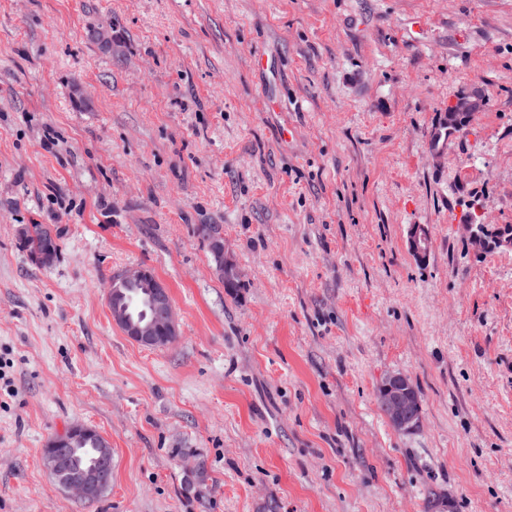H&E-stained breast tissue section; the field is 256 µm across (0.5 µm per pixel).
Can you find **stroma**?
I'll list each match as a JSON object with an SVG mask.
<instances>
[{
	"mask_svg": "<svg viewBox=\"0 0 512 512\" xmlns=\"http://www.w3.org/2000/svg\"><path fill=\"white\" fill-rule=\"evenodd\" d=\"M473 213L512 226V0H0V512H512V249ZM132 265L167 347L112 321ZM75 424L112 448L92 503L44 464ZM482 94L479 91H471L467 94L457 96L449 106L448 115L445 118V122L441 126L440 130L435 133L432 137L433 147H437L439 142L443 139L449 138L460 127L464 124V121L460 114L453 113L458 112L464 115L465 121L470 115V118L479 111V107L482 104ZM472 251L481 254L490 248H512V240L498 234L490 224H466ZM24 246L27 248L30 256L35 261L36 254L38 252L51 249L43 252L40 256L37 257L40 264L44 266L51 265L54 262L59 250L57 239L53 238L50 232L40 224L31 225V231L24 240ZM52 250L56 253V255ZM411 254L419 261H425L431 247V233L424 224H413L408 235ZM209 248L214 260L216 271L221 279H224V276H237V272L234 267L224 262V233L222 231L212 235V238L209 240ZM224 285L225 288H236L237 281L236 279H224ZM152 283V302L154 316L147 322H133L128 319L124 309L116 305L110 309L112 321L121 327L124 333L136 343L152 348H162L170 343H160L159 336L173 340L178 336V320L167 286L157 277ZM411 378L403 373H391L380 383L378 400L392 427L411 432L419 427L422 418L421 396Z\"/></svg>",
	"mask_w": 512,
	"mask_h": 512,
	"instance_id": "35a3bbf8",
	"label": "stroma"
}]
</instances>
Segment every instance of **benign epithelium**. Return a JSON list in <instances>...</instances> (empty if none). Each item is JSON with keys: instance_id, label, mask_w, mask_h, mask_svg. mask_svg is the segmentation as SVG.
Wrapping results in <instances>:
<instances>
[{"instance_id": "7a95c632", "label": "benign epithelium", "mask_w": 512, "mask_h": 512, "mask_svg": "<svg viewBox=\"0 0 512 512\" xmlns=\"http://www.w3.org/2000/svg\"><path fill=\"white\" fill-rule=\"evenodd\" d=\"M482 94L471 91L457 96L449 106V111L464 116H472L479 111ZM472 251L481 254L490 248H512V240L498 234V229L489 224L467 225ZM409 249L418 260L428 257L431 247V233L424 224H414L409 229ZM216 271L219 276L236 274L233 266L224 262V233L212 235L209 240ZM152 281V302L154 316L147 322H133L128 319L124 309L116 305L110 309L112 321L121 327L124 333L136 343L152 348H162L159 337L172 340L178 335V320L167 286L158 278L151 277L142 266H131L121 271L109 285L117 288L124 284ZM380 406L392 427L400 432H411L419 427L422 418L421 401L411 378L403 373H391L380 383L378 391ZM57 441H49L50 451L44 456V463L54 476L59 488L67 494L85 499L108 489L112 484V454L100 455L97 465L87 468L71 466L66 460L51 452Z\"/></svg>"}]
</instances>
